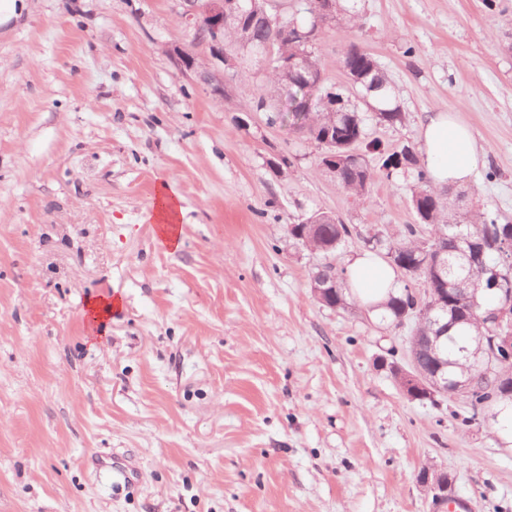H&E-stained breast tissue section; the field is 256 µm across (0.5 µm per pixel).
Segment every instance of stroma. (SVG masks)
Instances as JSON below:
<instances>
[{"label":"stroma","mask_w":512,"mask_h":512,"mask_svg":"<svg viewBox=\"0 0 512 512\" xmlns=\"http://www.w3.org/2000/svg\"><path fill=\"white\" fill-rule=\"evenodd\" d=\"M28 4L0 27V512H433L426 467L474 512H512L501 421L408 399L380 359L409 326L318 303L322 258L288 234L334 215L345 269L413 223L409 179L356 200L313 141L238 111L252 80L204 93L174 65L204 53L175 0ZM355 7L405 114L369 140L416 148L428 116L456 115L486 150L460 207L512 221V0ZM165 178L175 250L149 219ZM92 295L122 301L101 338ZM126 457L130 481L93 470Z\"/></svg>","instance_id":"obj_1"}]
</instances>
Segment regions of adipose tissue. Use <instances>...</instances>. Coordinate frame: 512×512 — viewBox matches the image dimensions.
<instances>
[{
  "instance_id": "obj_1",
  "label": "adipose tissue",
  "mask_w": 512,
  "mask_h": 512,
  "mask_svg": "<svg viewBox=\"0 0 512 512\" xmlns=\"http://www.w3.org/2000/svg\"><path fill=\"white\" fill-rule=\"evenodd\" d=\"M421 150L437 187L466 183L484 158L471 131L442 112L430 116L424 124ZM346 277L351 294L376 316L385 314L389 295L400 291L392 267L373 253L355 256L347 266Z\"/></svg>"
}]
</instances>
